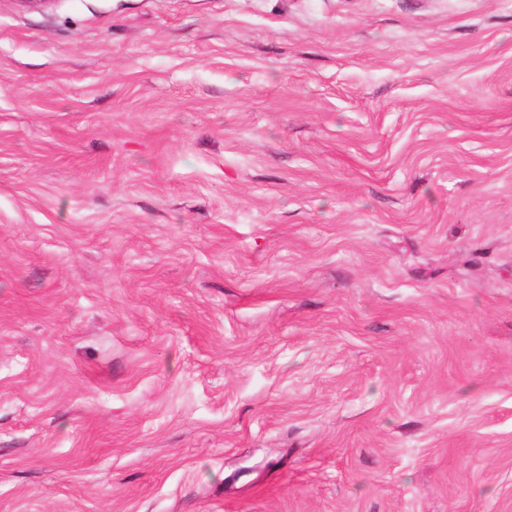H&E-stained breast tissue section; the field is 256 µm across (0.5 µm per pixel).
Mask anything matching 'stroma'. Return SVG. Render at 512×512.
Masks as SVG:
<instances>
[{
    "mask_svg": "<svg viewBox=\"0 0 512 512\" xmlns=\"http://www.w3.org/2000/svg\"><path fill=\"white\" fill-rule=\"evenodd\" d=\"M0 512H512V0H0Z\"/></svg>",
    "mask_w": 512,
    "mask_h": 512,
    "instance_id": "stroma-1",
    "label": "stroma"
}]
</instances>
